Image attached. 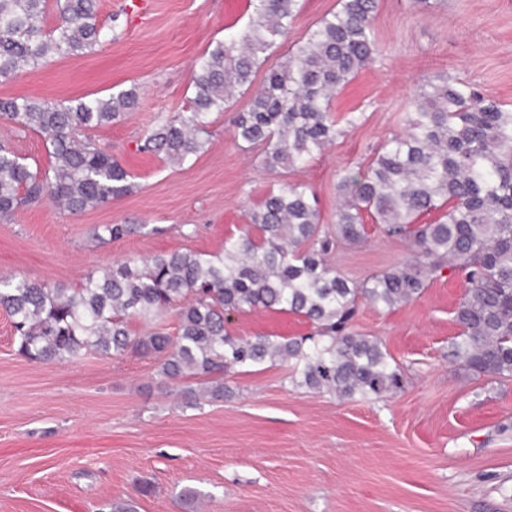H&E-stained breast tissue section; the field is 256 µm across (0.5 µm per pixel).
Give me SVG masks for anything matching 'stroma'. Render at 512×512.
Wrapping results in <instances>:
<instances>
[{"instance_id":"1","label":"stroma","mask_w":512,"mask_h":512,"mask_svg":"<svg viewBox=\"0 0 512 512\" xmlns=\"http://www.w3.org/2000/svg\"><path fill=\"white\" fill-rule=\"evenodd\" d=\"M338 0H300L287 41L254 74L284 61L291 43L336 10ZM112 40L0 82V97L54 102L138 85L135 110L96 129L131 174V193L71 214L51 199L0 220V276L74 288L100 267L190 249L219 253L241 235L269 190L303 182L322 221L336 220L339 169L366 166L425 78L467 79L512 110V0H379L374 20L385 61L362 69L334 100L365 120L308 166L269 169L262 148L233 137L241 95L208 116L205 152L182 165L138 151L158 117L183 111L197 59L245 29L249 0H98ZM30 167L48 170L42 137L0 124ZM98 224L148 231L96 243ZM195 236H187V229ZM407 242L371 235L331 255L359 282L407 254ZM466 291L450 270L413 303L388 311L363 303L354 320L407 371L386 401H340L294 388L284 364L228 381L224 401L186 408L154 360L92 354L33 363L17 353L0 309V512H512V380H474L448 362L458 333L452 311ZM200 491L186 499L185 489Z\"/></svg>"}]
</instances>
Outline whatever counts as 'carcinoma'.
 <instances>
[{
  "label": "carcinoma",
  "instance_id": "obj_1",
  "mask_svg": "<svg viewBox=\"0 0 512 512\" xmlns=\"http://www.w3.org/2000/svg\"><path fill=\"white\" fill-rule=\"evenodd\" d=\"M50 0H0V82L54 57L100 45L105 26L96 0L56 3L58 23L41 20ZM299 0H251L243 33L217 42L193 69L188 107L162 118L137 145L182 164L205 151L209 113L222 112L252 85L254 69L288 38ZM270 70L234 138L264 147L269 168H302L363 113L339 118L335 93L382 57L373 29L378 0H338ZM133 84L103 98L46 102L0 98V121L44 137L45 173L31 171L0 139V219L49 196L71 213L129 193V173L89 131L135 109ZM405 129L382 142L364 168L339 172L336 222L322 223L303 183L270 191L249 214L250 229L220 254L179 251L129 258L89 273L76 288L0 278V308L11 319L18 353L31 362L66 363L82 354L157 361L158 374L186 385L185 406L224 400V376L288 363L295 388L373 402L406 388L407 376L382 342L354 330L358 303L387 310L420 298L448 267L467 283L453 310L459 332L448 360L476 378L512 379V110L473 83L423 81L403 113ZM435 213L431 222L421 217ZM370 217L373 227L365 224ZM144 225L100 224V244L141 233ZM409 242L413 253L360 283L340 276L329 256L359 245L369 230ZM279 309L304 316L306 336L245 339L226 328L233 313ZM176 314L177 333L133 332Z\"/></svg>",
  "mask_w": 512,
  "mask_h": 512
}]
</instances>
